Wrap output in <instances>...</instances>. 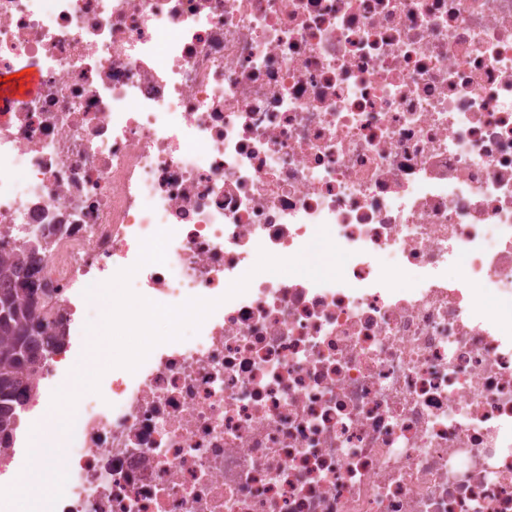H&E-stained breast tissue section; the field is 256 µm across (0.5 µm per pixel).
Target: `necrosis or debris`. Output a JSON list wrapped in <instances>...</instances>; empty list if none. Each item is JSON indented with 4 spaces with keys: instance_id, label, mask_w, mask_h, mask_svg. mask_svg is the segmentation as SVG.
Returning a JSON list of instances; mask_svg holds the SVG:
<instances>
[{
    "instance_id": "1",
    "label": "necrosis or debris",
    "mask_w": 512,
    "mask_h": 512,
    "mask_svg": "<svg viewBox=\"0 0 512 512\" xmlns=\"http://www.w3.org/2000/svg\"><path fill=\"white\" fill-rule=\"evenodd\" d=\"M30 67L0 233L45 235L48 320L130 267L218 303L78 396L36 512H512V0H0ZM323 227L342 280L228 297Z\"/></svg>"
}]
</instances>
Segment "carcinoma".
<instances>
[{"label":"carcinoma","mask_w":512,"mask_h":512,"mask_svg":"<svg viewBox=\"0 0 512 512\" xmlns=\"http://www.w3.org/2000/svg\"><path fill=\"white\" fill-rule=\"evenodd\" d=\"M45 249L46 242L35 238L16 241L0 255V305L12 310L9 321L0 323V459L7 456L19 415L39 382L27 369L25 358L14 356L10 347L22 340L33 353L65 343V336L45 320L35 322L30 311L33 295L42 288L37 274Z\"/></svg>","instance_id":"obj_1"}]
</instances>
